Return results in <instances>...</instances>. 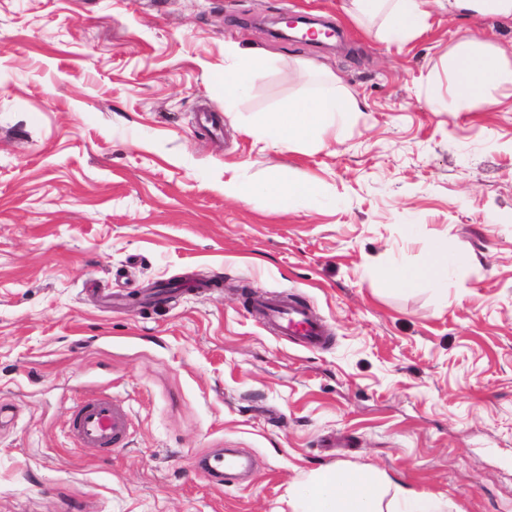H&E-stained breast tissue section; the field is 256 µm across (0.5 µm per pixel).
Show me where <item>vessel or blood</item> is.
I'll list each match as a JSON object with an SVG mask.
<instances>
[{"mask_svg":"<svg viewBox=\"0 0 512 512\" xmlns=\"http://www.w3.org/2000/svg\"><path fill=\"white\" fill-rule=\"evenodd\" d=\"M252 310L277 335L288 337L305 349L317 350L328 342L324 325L303 303L260 297L253 301ZM127 430L126 408L106 391L81 401L73 411L68 427L74 446L105 452L123 447Z\"/></svg>","mask_w":512,"mask_h":512,"instance_id":"obj_1","label":"vessel or blood"}]
</instances>
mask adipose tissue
<instances>
[{"label":"adipose tissue","instance_id":"ef3b65f1","mask_svg":"<svg viewBox=\"0 0 512 512\" xmlns=\"http://www.w3.org/2000/svg\"><path fill=\"white\" fill-rule=\"evenodd\" d=\"M437 2L449 18L470 14L512 23V0H353L358 13H384V34L402 42L425 31L429 2ZM512 86V59L493 46L471 39L455 44L448 52V107L456 112H474L495 106L494 90ZM357 102L327 82L311 96L290 102L256 128L258 136L286 147L318 141L328 128L355 112ZM465 254L449 255L443 241L430 245L428 261L418 267L393 266L383 274V285L409 289L427 282L446 283L448 265L465 267ZM442 503L433 494L417 491L403 483L388 481L371 485L363 475L341 467H327L302 485L293 512H441Z\"/></svg>","mask_w":512,"mask_h":512}]
</instances>
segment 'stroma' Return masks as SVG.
Here are the masks:
<instances>
[{
  "label": "stroma",
  "mask_w": 512,
  "mask_h": 512,
  "mask_svg": "<svg viewBox=\"0 0 512 512\" xmlns=\"http://www.w3.org/2000/svg\"><path fill=\"white\" fill-rule=\"evenodd\" d=\"M350 6L0 0V512H288L336 464L445 512H512V107L427 100L458 41L512 54V28L434 6L391 43ZM285 13L332 23L336 43L271 37ZM229 45L269 65L228 107ZM322 69L357 101L346 129L258 139ZM303 178L320 197L255 191ZM230 179L251 195L226 196ZM435 239L472 264L443 290L381 288ZM260 295L307 303L329 345L275 336L251 315ZM103 388L130 411L110 455L67 436ZM227 448L252 457L249 481L198 468Z\"/></svg>",
  "instance_id": "stroma-1"
}]
</instances>
